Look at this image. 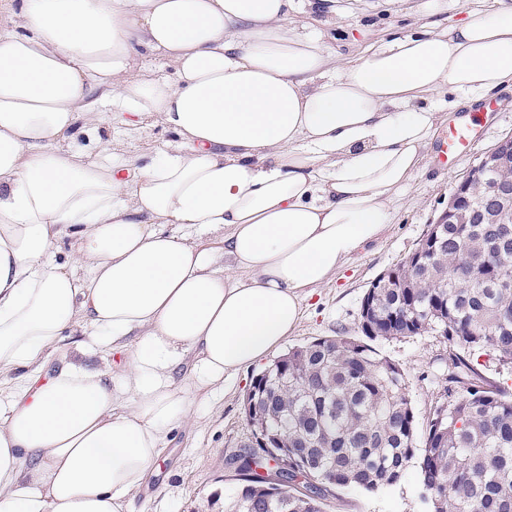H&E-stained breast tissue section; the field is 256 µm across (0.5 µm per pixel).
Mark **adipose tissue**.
I'll list each match as a JSON object with an SVG mask.
<instances>
[{"label": "adipose tissue", "mask_w": 512, "mask_h": 512, "mask_svg": "<svg viewBox=\"0 0 512 512\" xmlns=\"http://www.w3.org/2000/svg\"><path fill=\"white\" fill-rule=\"evenodd\" d=\"M305 0H0V512H133L192 394L277 351L301 303L392 223L443 89L512 88V0L337 63ZM175 77L132 78L138 55ZM153 117L145 164L82 120ZM78 242L73 262L53 246ZM220 234L222 244L199 238ZM92 330L122 373L69 359ZM82 337V338H81ZM79 338L85 339V336H66L64 341L61 344V351L51 357L43 366L41 371L42 378L51 375L56 371V368L60 365V356L61 354H67V356L72 359H77L86 365L90 367H100L104 364V361L102 359L103 356H106V359L108 360L109 366L112 369L119 370L121 368V365L124 363V357L122 355H113L112 352L109 354L101 353V352H95V353H87V354H80L77 351H75L74 342L78 341Z\"/></svg>", "instance_id": "adipose-tissue-1"}]
</instances>
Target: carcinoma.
I'll use <instances>...</instances> for the list:
<instances>
[{"instance_id":"cac0c4a2","label":"carcinoma","mask_w":512,"mask_h":512,"mask_svg":"<svg viewBox=\"0 0 512 512\" xmlns=\"http://www.w3.org/2000/svg\"><path fill=\"white\" fill-rule=\"evenodd\" d=\"M466 208L475 223L429 232L389 286L365 292V340L320 338L256 376L267 410L253 430L288 451V472L270 482L242 465L224 512H322L326 488L393 486L414 459L427 512H512V396L479 363L512 369V198L499 224L477 223L473 195ZM425 332L448 341L451 371L418 447L404 372L370 342Z\"/></svg>"}]
</instances>
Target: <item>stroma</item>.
I'll return each mask as SVG.
<instances>
[{
    "mask_svg": "<svg viewBox=\"0 0 512 512\" xmlns=\"http://www.w3.org/2000/svg\"><path fill=\"white\" fill-rule=\"evenodd\" d=\"M488 11L500 0H336L335 11L315 10L317 28L330 51L344 61L394 39L456 25L465 16L467 2ZM491 112L467 151L449 167L438 154L448 137L449 123L439 120L431 142V155L402 195L399 210L382 237L348 261L329 282L303 304V317L288 346L334 336L361 338L359 309L370 282L414 251L429 224L447 208L456 185L487 151L512 136V90L490 92ZM98 135L111 140L112 158L123 163L153 153L173 135L159 123L147 134L104 120ZM378 349L399 364L407 380V396L418 430L448 389V343L426 333L411 338L381 340ZM267 360L243 369L226 386L222 398L204 399L198 418L176 427L164 460L147 483L151 493H138L136 512H224V499L236 489L237 472L229 461L253 440L245 403L253 379ZM322 512H425L420 497L419 467L410 463L396 485L369 492L357 486L329 488Z\"/></svg>",
    "mask_w": 512,
    "mask_h": 512,
    "instance_id": "35a3bbf8",
    "label": "stroma"
}]
</instances>
